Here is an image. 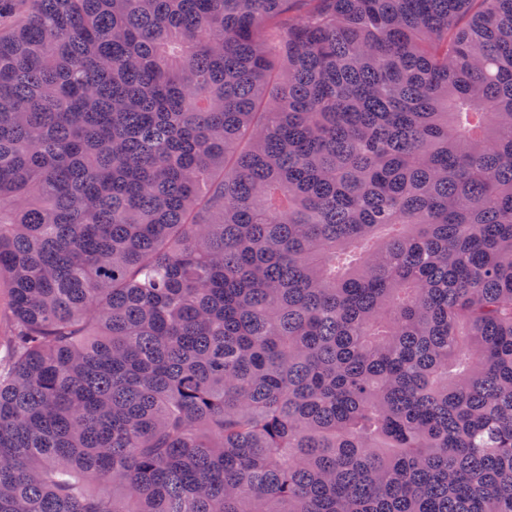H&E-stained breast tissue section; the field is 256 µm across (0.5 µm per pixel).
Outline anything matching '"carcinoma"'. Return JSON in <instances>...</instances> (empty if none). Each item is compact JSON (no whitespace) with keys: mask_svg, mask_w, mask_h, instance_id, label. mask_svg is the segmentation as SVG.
<instances>
[{"mask_svg":"<svg viewBox=\"0 0 512 512\" xmlns=\"http://www.w3.org/2000/svg\"><path fill=\"white\" fill-rule=\"evenodd\" d=\"M0 0V512H512V0Z\"/></svg>","mask_w":512,"mask_h":512,"instance_id":"carcinoma-1","label":"carcinoma"}]
</instances>
